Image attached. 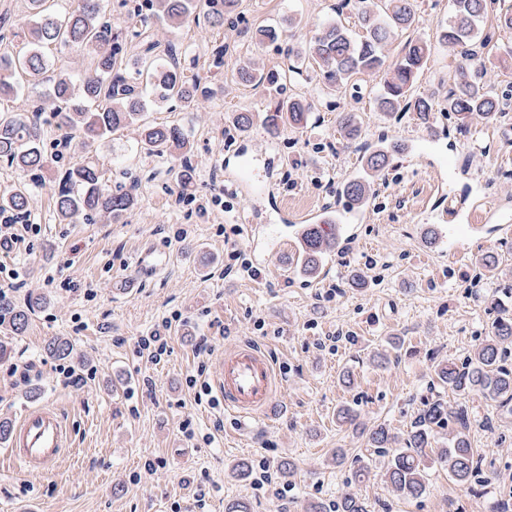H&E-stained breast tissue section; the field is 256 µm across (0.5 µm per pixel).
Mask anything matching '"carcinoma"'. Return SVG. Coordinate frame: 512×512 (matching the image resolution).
<instances>
[{
	"label": "carcinoma",
	"instance_id": "cac0c4a2",
	"mask_svg": "<svg viewBox=\"0 0 512 512\" xmlns=\"http://www.w3.org/2000/svg\"><path fill=\"white\" fill-rule=\"evenodd\" d=\"M239 0H205L203 14L214 26L224 25V17L234 13ZM29 25L22 30L23 47L12 55H0V102L8 101L19 91L16 77L20 74L37 78L49 71L45 48L50 45L72 46L83 50L92 60V67L82 77L60 72L53 78L50 93L51 109L58 127L67 131L66 139L85 144L106 140L112 134L138 125L141 142L153 154L168 155L178 161L176 184L184 191L194 183L195 171L185 155L189 140L176 126L157 125L144 121L147 104L178 100L190 103L209 93L202 77H187L177 61L175 48L154 53L155 43L146 39L147 20L142 11H150V19L171 30L183 27L196 13L198 0H147L145 7L134 10L128 24L144 54L127 52L122 33L102 21V0H77L76 5L62 10L52 0H29ZM417 0H360L359 19L364 34L353 37L334 20L321 24L316 35L303 47L291 46L287 56L292 61L288 70L265 71L263 66H242L238 80L244 85H266L269 94L278 97L274 107L264 115L268 133L278 136L288 125L298 128L307 124L311 105L281 97L285 82L303 75V69L317 67L324 82L330 86H346L358 75H373L384 71L383 92L377 97L382 112L396 111L401 102L423 117L433 110L429 95L407 99L414 80L431 55L433 44L426 39L406 43L402 58L389 60L386 47L393 38L409 30L416 22ZM453 20L441 29L437 42L457 49L459 80L448 96V111L466 118L474 113L489 117L499 111L498 101L470 75L477 59L474 45L479 26L487 18L486 0H453ZM398 143L371 152L366 167L379 171L388 161L389 153L399 152ZM0 161L18 171L41 170L59 161V154L48 152L43 128L11 109L0 107ZM368 186L358 178L346 183L344 192L355 202L366 199ZM33 193L24 184H15L0 194L1 212H31ZM136 195L112 194L102 173L92 161L63 167L59 171L58 191L54 201L56 220L74 224L80 216L103 212L117 223L135 206ZM311 270H316L322 255L333 250L336 239L326 236L312 224L305 233ZM42 300L32 298L19 304L0 296V321L7 323L12 333L23 334L32 310ZM512 344V317L505 314L497 319L492 336L476 346L461 364L439 363L435 366L438 384L450 387L459 395L480 392L500 406L512 411V370L502 364L504 344ZM455 418L456 429L448 439V447L437 452L441 466L448 468V477L457 484L471 482L480 472L482 456L469 440L471 421L467 409L454 411L437 398L428 400L419 410L413 429L382 470L392 492L403 498H417L426 491L424 458L432 447L438 430L448 418ZM393 440L389 430L378 426L366 436L367 447L383 456ZM333 512H368L367 505L357 495L345 494L333 507Z\"/></svg>",
	"mask_w": 512,
	"mask_h": 512
}]
</instances>
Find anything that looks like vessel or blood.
Wrapping results in <instances>:
<instances>
[{
	"instance_id": "vessel-or-blood-1",
	"label": "vessel or blood",
	"mask_w": 512,
	"mask_h": 512,
	"mask_svg": "<svg viewBox=\"0 0 512 512\" xmlns=\"http://www.w3.org/2000/svg\"><path fill=\"white\" fill-rule=\"evenodd\" d=\"M214 387L228 414L245 417L265 410L278 388L274 361L254 343L234 346L224 353ZM70 443V427L57 409L32 406L25 409L10 434V460L24 471L45 475Z\"/></svg>"
}]
</instances>
